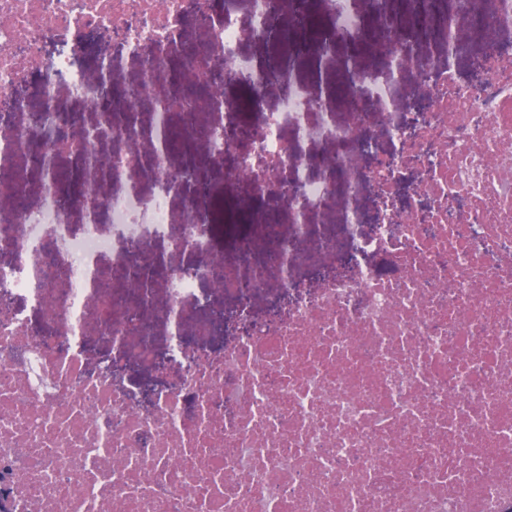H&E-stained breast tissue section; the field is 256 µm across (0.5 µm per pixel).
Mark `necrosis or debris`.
I'll use <instances>...</instances> for the list:
<instances>
[{"instance_id": "obj_1", "label": "necrosis or debris", "mask_w": 512, "mask_h": 512, "mask_svg": "<svg viewBox=\"0 0 512 512\" xmlns=\"http://www.w3.org/2000/svg\"><path fill=\"white\" fill-rule=\"evenodd\" d=\"M327 2L336 34L374 52L396 41L379 0L369 24ZM249 4L242 21L228 0H0V512H512V53L499 45L512 0H459L450 64L428 59L433 78L414 87L417 124L397 119L407 59L316 119L303 89L218 114L175 93L156 128L177 142L156 143L148 168L128 130L76 135L53 109L21 121L18 88L96 101L80 59L98 33L146 84L177 54L204 82L221 57L263 87L237 49L274 28L303 38L300 0ZM477 17L490 28L465 58ZM196 22L202 48L186 36ZM47 41L62 46L48 61ZM107 135L111 192L66 193L65 163L96 170L89 148ZM179 153L195 186L223 174L236 203L259 197L287 224L228 247L193 196L173 209ZM140 171L154 192L125 189ZM70 211L84 223H64ZM330 211L336 231L320 233L312 217ZM160 245L173 261L143 303L101 286L97 258L118 279ZM273 288L287 303L259 309ZM228 298L238 331L208 346ZM191 303L209 316L186 321ZM132 360L181 371L144 405L110 376Z\"/></svg>"}]
</instances>
